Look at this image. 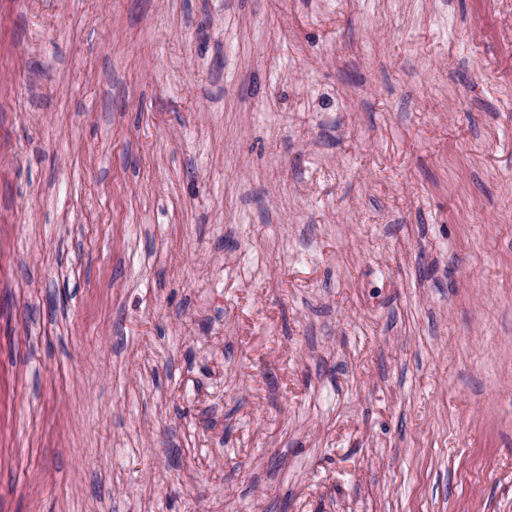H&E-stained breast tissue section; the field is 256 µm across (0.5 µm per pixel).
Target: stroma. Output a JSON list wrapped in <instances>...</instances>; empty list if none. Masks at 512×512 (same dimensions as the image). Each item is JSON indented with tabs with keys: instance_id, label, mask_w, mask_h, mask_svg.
Instances as JSON below:
<instances>
[{
	"instance_id": "35a3bbf8",
	"label": "stroma",
	"mask_w": 512,
	"mask_h": 512,
	"mask_svg": "<svg viewBox=\"0 0 512 512\" xmlns=\"http://www.w3.org/2000/svg\"><path fill=\"white\" fill-rule=\"evenodd\" d=\"M0 512H512V0H0Z\"/></svg>"
}]
</instances>
